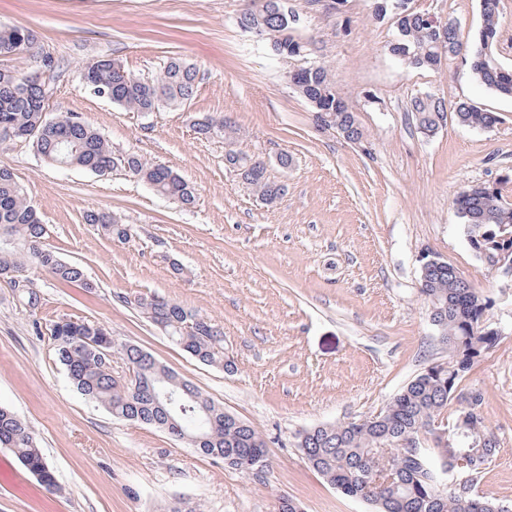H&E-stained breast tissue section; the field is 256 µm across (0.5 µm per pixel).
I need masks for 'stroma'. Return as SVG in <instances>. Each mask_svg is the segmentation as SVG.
Returning a JSON list of instances; mask_svg holds the SVG:
<instances>
[{"instance_id":"stroma-1","label":"stroma","mask_w":512,"mask_h":512,"mask_svg":"<svg viewBox=\"0 0 512 512\" xmlns=\"http://www.w3.org/2000/svg\"><path fill=\"white\" fill-rule=\"evenodd\" d=\"M374 0H347L332 15L288 0L305 56L286 59L237 24L242 0H0V27L31 30L58 64L52 106L76 113L114 150L175 170L195 190L184 208L117 170L99 175L42 160L30 143L0 145L48 229L59 257L82 266L91 289L32 274L37 308L0 283V405L28 422L57 484L50 491L0 448V512H277L280 497L303 512H373L328 484L297 445L299 431L378 414L450 350L419 293L422 251L453 265L492 302L496 346L464 383L484 396L499 443L475 489L512 503V275L491 269L465 240L454 200L465 188L512 175V98L488 92L457 62L443 71L405 68L388 51L391 19ZM462 37L480 24L478 0H414ZM106 55L139 77L179 59L195 67L185 103L148 114L94 95L86 61ZM329 66L364 130L361 142L318 127L290 71ZM465 100L498 115L489 129L448 122L416 127L414 96ZM224 117L235 147L262 156L287 191L261 203L224 164L219 136L193 126ZM292 163L281 168L280 153ZM131 225L121 244L87 224L88 210ZM171 299L224 332L232 370L207 366L128 307V295ZM79 318L106 326L190 380L266 444L262 476L228 467L166 431L118 420L71 384L34 323Z\"/></svg>"}]
</instances>
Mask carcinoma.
I'll list each match as a JSON object with an SVG mask.
<instances>
[{"label":"carcinoma","instance_id":"carcinoma-1","mask_svg":"<svg viewBox=\"0 0 512 512\" xmlns=\"http://www.w3.org/2000/svg\"><path fill=\"white\" fill-rule=\"evenodd\" d=\"M501 0H480L481 24L472 38L464 40L459 30L444 34L431 31L419 12L400 20L402 31L390 44V52L407 67L437 70L443 60H453L456 47L465 44L463 61L474 80L495 94L512 97V68L504 67L493 51L500 26ZM237 24L241 30L268 42L287 59L305 55L307 45L293 34L294 22L281 12L280 0H255L244 4ZM33 35L21 27L0 28V56L30 52ZM39 65L18 74L0 68V143L28 141L44 160L65 167H79L97 174L122 169L148 183L159 195L186 208L197 203L195 189L170 167L128 151L112 150L106 137L85 125L72 112L52 113L45 100L37 71L55 69L53 58L35 52ZM88 87L105 91L113 103L137 113H149L165 105L181 104L195 93L197 72L191 65L170 60L151 78L129 73L107 56L90 59L83 72ZM295 91L307 100L315 119L332 118L351 142L364 136L354 113L336 92L330 69L324 64L300 68ZM412 112L421 133L440 127L442 105L431 97L416 96ZM457 124L487 129L498 123L494 112L459 101L452 109ZM201 137L219 135L227 144L225 165L237 172L244 184L264 203L279 199L285 188L270 180L258 159L233 148L236 129L224 118H209L196 124ZM512 178L474 185L462 191L455 205L464 228L479 227V247L512 248V201L507 185ZM85 222L94 224L121 243L128 241L129 225L120 224L105 212L89 210ZM47 229L28 201L13 173L0 167V279L31 281V271H44L62 283H80L89 288L82 267L62 261L46 242ZM420 293L433 309L432 324L451 347L448 366L424 371L401 390L379 413L352 422L323 424L298 436L299 448L308 464L343 494L370 504L375 512H468L463 502L481 505L492 512L500 502L488 493L442 489L448 468V453L473 458V474L480 476L496 455L498 441L485 424L482 411L463 407L465 393L460 383L476 359L496 346L498 337L486 336L491 301L470 283L457 278L454 266L445 260L421 270ZM144 318L164 332L184 351L205 365L232 370L224 361V334L212 321L179 304L156 295H136L125 300ZM193 326H187V323ZM53 333L54 351L76 389L105 408L113 417L169 428V418L180 426L176 437L186 439L203 454L224 464L246 470L266 453L265 443L249 424L224 412L188 380L160 363L151 353L132 345L116 346L107 328L94 322L63 318L46 328ZM119 357L135 378L112 371ZM144 384L133 389L134 380ZM457 403L456 417L445 426L443 440L431 439L433 447L403 451L387 458L381 448L389 441L432 435L431 422L440 419L448 406ZM0 448L8 449L47 488L55 486L54 474L37 445L29 425L11 410L0 406Z\"/></svg>","mask_w":512,"mask_h":512}]
</instances>
